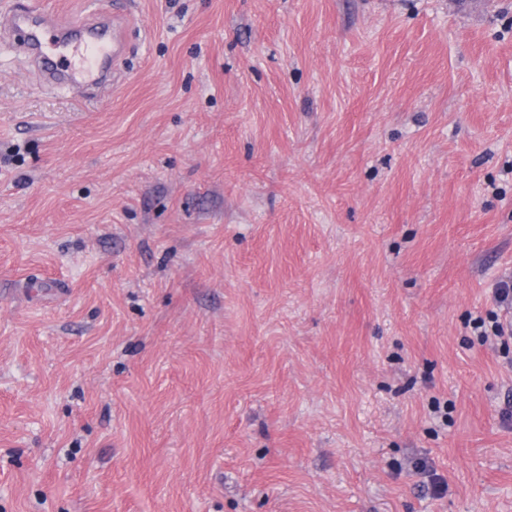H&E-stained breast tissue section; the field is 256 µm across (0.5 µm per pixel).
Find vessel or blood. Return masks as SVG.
<instances>
[{
    "mask_svg": "<svg viewBox=\"0 0 512 512\" xmlns=\"http://www.w3.org/2000/svg\"><path fill=\"white\" fill-rule=\"evenodd\" d=\"M9 20L31 64L41 67L44 84L75 93L85 102L111 94V72L124 56L126 15L93 11L62 28L45 12H14Z\"/></svg>",
    "mask_w": 512,
    "mask_h": 512,
    "instance_id": "1",
    "label": "vessel or blood"
}]
</instances>
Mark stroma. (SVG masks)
<instances>
[{
  "instance_id": "stroma-1",
  "label": "stroma",
  "mask_w": 512,
  "mask_h": 512,
  "mask_svg": "<svg viewBox=\"0 0 512 512\" xmlns=\"http://www.w3.org/2000/svg\"><path fill=\"white\" fill-rule=\"evenodd\" d=\"M13 5L0 512H512V0H97L90 104ZM32 14L14 12L9 20L22 37L31 64L39 68L44 60L50 62L41 72L43 83L75 93L85 102L111 94V71H117L124 56L127 16L92 11L81 22L56 28L47 12Z\"/></svg>"
}]
</instances>
